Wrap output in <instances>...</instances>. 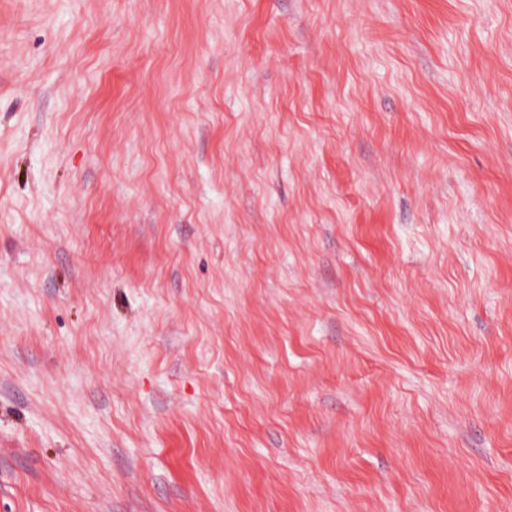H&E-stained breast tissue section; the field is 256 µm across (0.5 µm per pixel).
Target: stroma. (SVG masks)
<instances>
[{
  "label": "stroma",
  "instance_id": "stroma-1",
  "mask_svg": "<svg viewBox=\"0 0 512 512\" xmlns=\"http://www.w3.org/2000/svg\"><path fill=\"white\" fill-rule=\"evenodd\" d=\"M0 512H512V0H0Z\"/></svg>",
  "mask_w": 512,
  "mask_h": 512
}]
</instances>
